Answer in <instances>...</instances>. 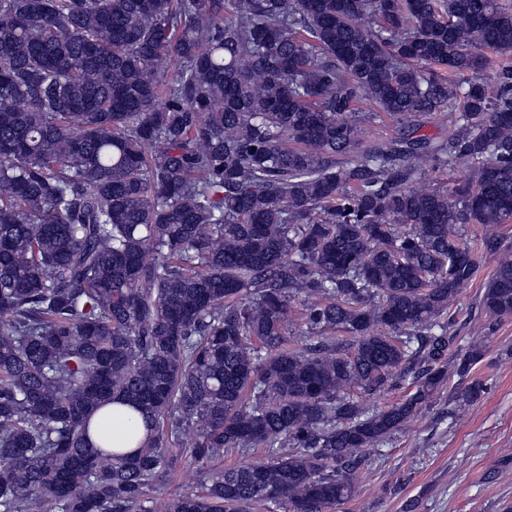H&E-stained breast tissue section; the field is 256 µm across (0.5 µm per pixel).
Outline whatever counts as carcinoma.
Here are the masks:
<instances>
[{"label": "carcinoma", "instance_id": "cac0c4a2", "mask_svg": "<svg viewBox=\"0 0 512 512\" xmlns=\"http://www.w3.org/2000/svg\"><path fill=\"white\" fill-rule=\"evenodd\" d=\"M362 97L456 129L362 151ZM424 157L475 170L441 189ZM510 222L500 0H0V512L347 503L362 449L448 370L457 407L485 393L481 337L448 360L478 271L458 226ZM481 248L500 254L492 332L512 255ZM298 299L315 342L297 348ZM407 379L383 409L354 395ZM113 404L121 448L90 437ZM250 446L271 460L216 465ZM180 461L200 490L157 498Z\"/></svg>", "mask_w": 512, "mask_h": 512}]
</instances>
